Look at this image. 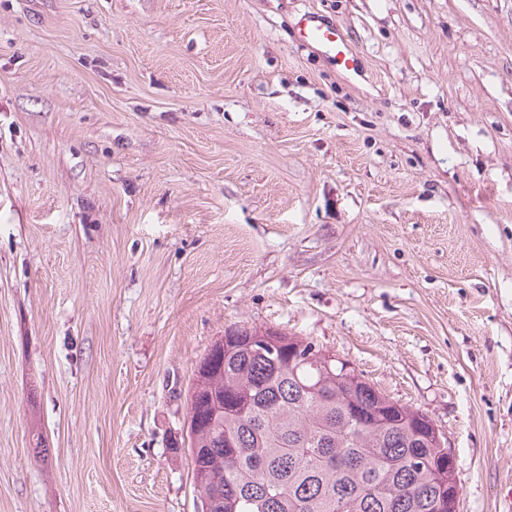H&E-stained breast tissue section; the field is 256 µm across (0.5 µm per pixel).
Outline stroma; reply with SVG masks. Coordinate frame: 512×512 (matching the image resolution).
<instances>
[{"mask_svg":"<svg viewBox=\"0 0 512 512\" xmlns=\"http://www.w3.org/2000/svg\"><path fill=\"white\" fill-rule=\"evenodd\" d=\"M232 326L419 409L458 512H506L512 0H0V512H198L171 444ZM301 37L323 48L337 60L338 65L346 71H355L359 67V58L351 49L346 34L336 23L323 22L313 13L302 15L298 20Z\"/></svg>","mask_w":512,"mask_h":512,"instance_id":"35a3bbf8","label":"stroma"}]
</instances>
